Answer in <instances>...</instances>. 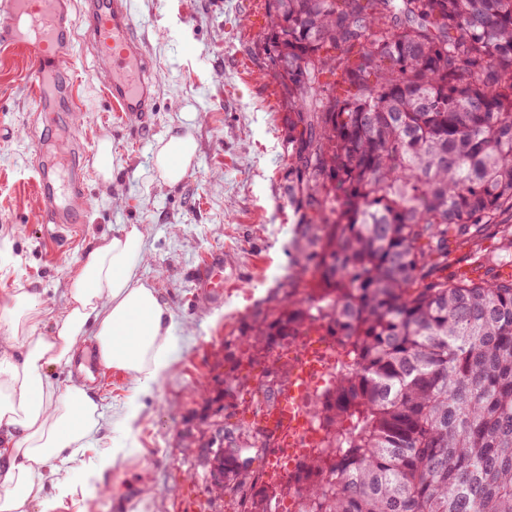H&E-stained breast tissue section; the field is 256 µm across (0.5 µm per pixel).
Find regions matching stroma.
I'll use <instances>...</instances> for the list:
<instances>
[{
  "label": "stroma",
  "instance_id": "1",
  "mask_svg": "<svg viewBox=\"0 0 512 512\" xmlns=\"http://www.w3.org/2000/svg\"><path fill=\"white\" fill-rule=\"evenodd\" d=\"M132 20L152 63L148 129L118 119L90 49L80 42L73 54L88 212L72 234L40 223L28 170L36 151L55 154L68 140L36 125L27 59L0 48V303L23 288L62 309L77 258L101 236L135 224L150 245L142 275L170 306L179 338L170 371L142 398L132 433L117 416L133 395L128 377L110 369L93 388L108 419L81 458L96 460L127 437L132 443L97 477V490L77 491L55 512H203L207 474L185 445L223 404L228 424L258 426L255 379L275 357L282 364L277 378L287 382L291 364L287 348L265 354L246 350L244 341L285 297H305L312 280L296 262L306 240L286 190L294 115L259 48L269 22L264 0H133ZM179 132L193 135L197 153L183 181L171 186L154 153ZM105 140L114 158L109 181L95 167ZM499 241L492 226L480 240L454 246L449 274L471 272ZM215 251L228 281L222 295L209 297L193 273Z\"/></svg>",
  "mask_w": 512,
  "mask_h": 512
}]
</instances>
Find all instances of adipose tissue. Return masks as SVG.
Returning a JSON list of instances; mask_svg holds the SVG:
<instances>
[{
  "mask_svg": "<svg viewBox=\"0 0 512 512\" xmlns=\"http://www.w3.org/2000/svg\"><path fill=\"white\" fill-rule=\"evenodd\" d=\"M195 154L192 136L171 135L159 143L156 168L177 184ZM149 257L138 226L122 227L78 258L61 313L25 290L0 307V323L8 330V349L0 353V512H29L37 500L52 512L57 500L88 487L125 456L116 444L97 462L80 460L103 413L86 388L48 370L72 365L90 349L100 365L122 371L138 393L154 390L170 369L176 324L159 290L141 274ZM47 317L53 322L48 336L38 330ZM58 461L68 464L69 475L55 482L53 499L43 500L47 474Z\"/></svg>",
  "mask_w": 512,
  "mask_h": 512,
  "instance_id": "1",
  "label": "adipose tissue"
}]
</instances>
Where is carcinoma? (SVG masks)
Returning <instances> with one entry per match:
<instances>
[{
	"instance_id": "1",
	"label": "carcinoma",
	"mask_w": 512,
	"mask_h": 512,
	"mask_svg": "<svg viewBox=\"0 0 512 512\" xmlns=\"http://www.w3.org/2000/svg\"><path fill=\"white\" fill-rule=\"evenodd\" d=\"M264 51L296 112L288 197L315 288L247 347L309 322L344 366L298 512H512V274L448 277L449 242L512 215V0H266ZM194 453L237 512H267L257 435Z\"/></svg>"
}]
</instances>
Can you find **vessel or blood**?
Segmentation results:
<instances>
[{"label":"vessel or blood","mask_w":512,"mask_h":512,"mask_svg":"<svg viewBox=\"0 0 512 512\" xmlns=\"http://www.w3.org/2000/svg\"><path fill=\"white\" fill-rule=\"evenodd\" d=\"M70 0H0V43L28 52L34 97L44 127L78 125L77 110L60 115L49 99L48 79L59 82L71 98L75 79L69 73L77 36L95 47L96 61L116 112L143 118L152 111L154 94L148 78L151 63L132 24V0H84L80 19H73ZM36 191L43 203L41 220L63 231L85 221L81 180L83 163L75 149L56 160H36ZM226 277L220 255L213 254L196 271L198 287L219 293Z\"/></svg>","instance_id":"obj_1"}]
</instances>
